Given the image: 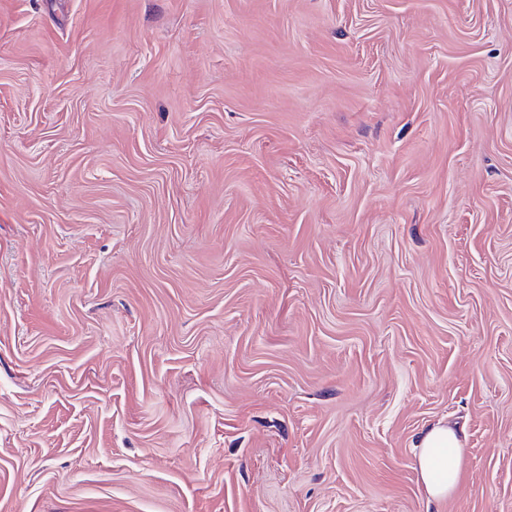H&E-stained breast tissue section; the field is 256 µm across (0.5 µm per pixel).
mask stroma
I'll list each match as a JSON object with an SVG mask.
<instances>
[{
	"mask_svg": "<svg viewBox=\"0 0 512 512\" xmlns=\"http://www.w3.org/2000/svg\"><path fill=\"white\" fill-rule=\"evenodd\" d=\"M0 512H512V0H0ZM464 435L457 424L440 420L417 437V470L423 494L440 501L459 488L464 455Z\"/></svg>",
	"mask_w": 512,
	"mask_h": 512,
	"instance_id": "stroma-1",
	"label": "stroma"
}]
</instances>
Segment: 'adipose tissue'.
I'll use <instances>...</instances> for the list:
<instances>
[{"mask_svg":"<svg viewBox=\"0 0 512 512\" xmlns=\"http://www.w3.org/2000/svg\"><path fill=\"white\" fill-rule=\"evenodd\" d=\"M417 470L427 499L440 501L459 488L464 455V436L457 424L440 420L417 437Z\"/></svg>","mask_w":512,"mask_h":512,"instance_id":"obj_1","label":"adipose tissue"}]
</instances>
